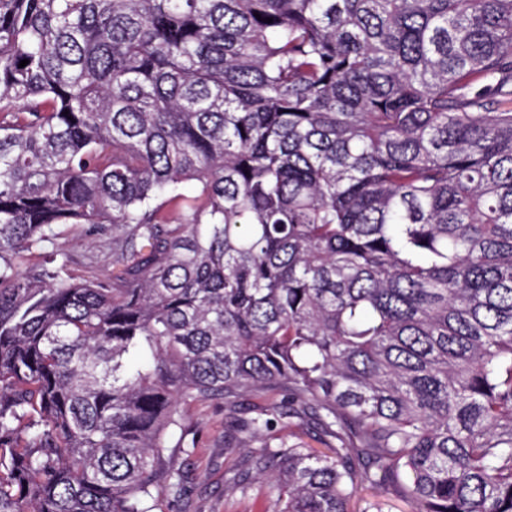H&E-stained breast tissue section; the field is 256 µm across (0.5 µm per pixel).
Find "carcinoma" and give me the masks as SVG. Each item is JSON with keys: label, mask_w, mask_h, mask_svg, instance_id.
Here are the masks:
<instances>
[{"label": "carcinoma", "mask_w": 512, "mask_h": 512, "mask_svg": "<svg viewBox=\"0 0 512 512\" xmlns=\"http://www.w3.org/2000/svg\"><path fill=\"white\" fill-rule=\"evenodd\" d=\"M218 397L273 512H512V0H0V512H165ZM60 232L54 241V248L58 247L70 254L75 262L74 268L86 270V267L92 265L95 274L112 277V271L116 268L112 266L111 251L103 249L98 240L92 241L91 245L86 244L80 228H62Z\"/></svg>", "instance_id": "obj_1"}]
</instances>
